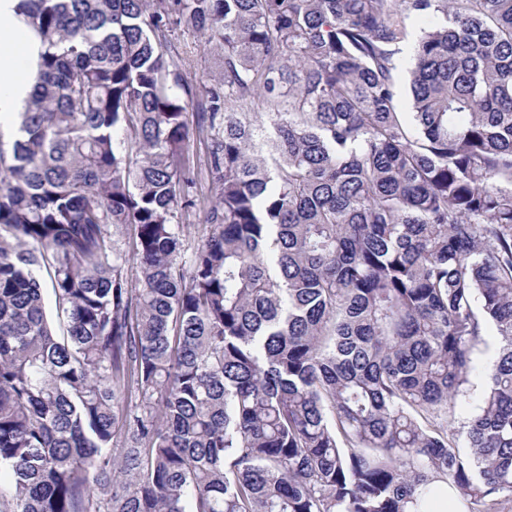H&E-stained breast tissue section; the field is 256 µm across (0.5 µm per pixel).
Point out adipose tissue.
<instances>
[{
	"label": "adipose tissue",
	"instance_id": "adipose-tissue-1",
	"mask_svg": "<svg viewBox=\"0 0 512 512\" xmlns=\"http://www.w3.org/2000/svg\"><path fill=\"white\" fill-rule=\"evenodd\" d=\"M19 0H0V134L19 139L20 114L33 94L44 46L18 12Z\"/></svg>",
	"mask_w": 512,
	"mask_h": 512
}]
</instances>
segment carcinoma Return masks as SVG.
I'll list each match as a JSON object with an SVG mask.
<instances>
[{
  "label": "carcinoma",
  "instance_id": "carcinoma-1",
  "mask_svg": "<svg viewBox=\"0 0 512 512\" xmlns=\"http://www.w3.org/2000/svg\"><path fill=\"white\" fill-rule=\"evenodd\" d=\"M19 11L45 51L0 143V512L512 502V0ZM175 26L220 77L185 83ZM490 325L464 451L448 418ZM427 22H428L427 19H422L419 21H414L412 23L413 37L411 38L409 43L406 44V46L404 47L403 53L400 55V63H401L400 79H401V83H402V88L400 91L398 104H399V109L401 112H410L409 96H408V93H407V90L405 87V76H406L405 67L409 63V54L414 45V41H415L416 37L419 35L420 29L423 28ZM201 209V210H200ZM204 213L202 208L196 207L190 213L189 218L184 222L183 228V241H184V254L185 257H189L192 251L199 243L198 234L196 233L199 224L203 223Z\"/></svg>",
  "mask_w": 512,
  "mask_h": 512
}]
</instances>
